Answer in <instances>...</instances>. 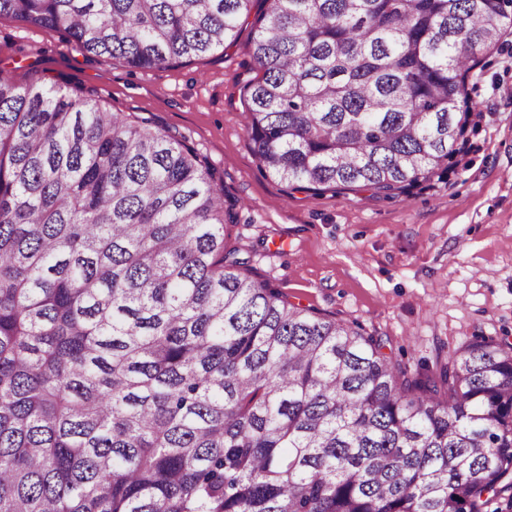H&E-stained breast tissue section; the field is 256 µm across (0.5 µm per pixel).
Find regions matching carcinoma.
Instances as JSON below:
<instances>
[{
    "label": "carcinoma",
    "mask_w": 512,
    "mask_h": 512,
    "mask_svg": "<svg viewBox=\"0 0 512 512\" xmlns=\"http://www.w3.org/2000/svg\"><path fill=\"white\" fill-rule=\"evenodd\" d=\"M242 87L296 191L407 194L474 119L512 0H262ZM254 0H0L103 61L236 43ZM185 137L0 71V512H487L512 490V346L431 367L289 302L226 247Z\"/></svg>",
    "instance_id": "obj_1"
}]
</instances>
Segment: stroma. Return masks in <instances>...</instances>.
Wrapping results in <instances>:
<instances>
[{
	"mask_svg": "<svg viewBox=\"0 0 512 512\" xmlns=\"http://www.w3.org/2000/svg\"><path fill=\"white\" fill-rule=\"evenodd\" d=\"M253 24L236 44L177 67L131 69L0 18V70L184 136L236 201L228 247L293 304L388 338L394 357L433 363L480 337L512 344V34L468 80L466 155L410 195L288 191L264 173L240 88L251 76Z\"/></svg>",
	"mask_w": 512,
	"mask_h": 512,
	"instance_id": "obj_1",
	"label": "stroma"
}]
</instances>
